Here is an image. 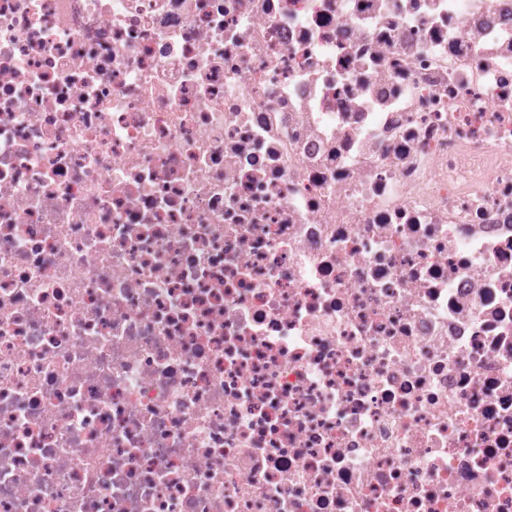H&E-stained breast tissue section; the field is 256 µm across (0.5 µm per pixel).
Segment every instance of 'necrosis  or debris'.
<instances>
[{"instance_id": "4bbe7bcc", "label": "necrosis or debris", "mask_w": 512, "mask_h": 512, "mask_svg": "<svg viewBox=\"0 0 512 512\" xmlns=\"http://www.w3.org/2000/svg\"><path fill=\"white\" fill-rule=\"evenodd\" d=\"M0 512H512V0H0Z\"/></svg>"}]
</instances>
